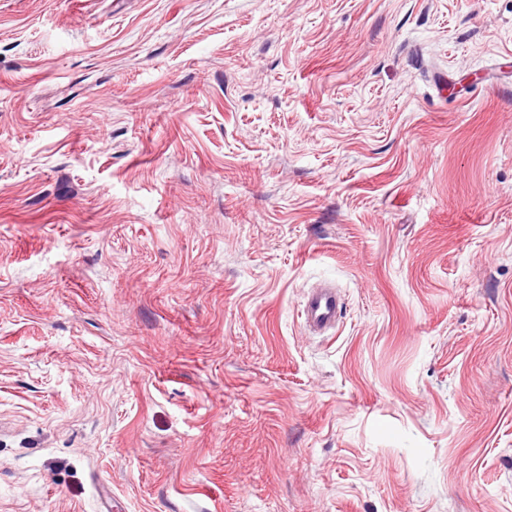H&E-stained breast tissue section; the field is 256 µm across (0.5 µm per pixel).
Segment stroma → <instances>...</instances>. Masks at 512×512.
<instances>
[{
	"label": "stroma",
	"instance_id": "1",
	"mask_svg": "<svg viewBox=\"0 0 512 512\" xmlns=\"http://www.w3.org/2000/svg\"><path fill=\"white\" fill-rule=\"evenodd\" d=\"M0 512H512V0H0ZM341 304L335 288L323 286L313 289L307 296L301 317L314 332H325L336 327Z\"/></svg>",
	"mask_w": 512,
	"mask_h": 512
}]
</instances>
